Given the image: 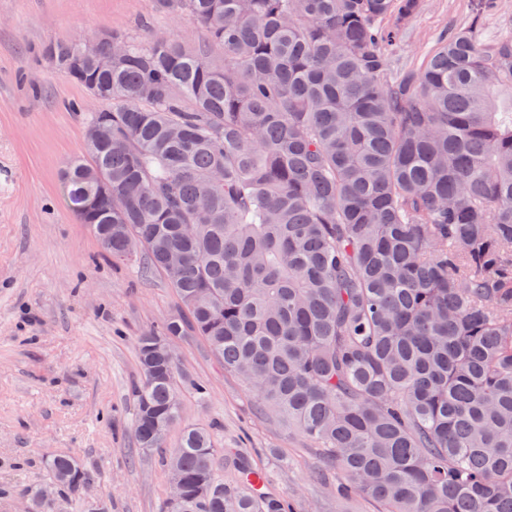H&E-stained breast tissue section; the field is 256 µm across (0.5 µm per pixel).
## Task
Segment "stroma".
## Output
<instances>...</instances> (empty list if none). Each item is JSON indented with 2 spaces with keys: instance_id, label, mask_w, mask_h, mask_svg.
<instances>
[{
  "instance_id": "stroma-1",
  "label": "stroma",
  "mask_w": 512,
  "mask_h": 512,
  "mask_svg": "<svg viewBox=\"0 0 512 512\" xmlns=\"http://www.w3.org/2000/svg\"><path fill=\"white\" fill-rule=\"evenodd\" d=\"M474 2L425 0L392 70L465 25ZM173 30L193 46L204 39L187 20L153 15L152 0H0V512H23V490L48 483L44 461L55 454L77 457L87 473L57 512H160L169 492L162 454L188 426L211 429L227 484L245 461L294 512H379L362 497H338L337 472L319 450L260 413L244 383L190 336L175 348L180 418L161 451L137 447V339L177 314L178 302L162 275L112 260L69 209L60 174L84 153L96 104L42 48L87 33Z\"/></svg>"
}]
</instances>
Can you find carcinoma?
<instances>
[{
    "label": "carcinoma",
    "instance_id": "obj_1",
    "mask_svg": "<svg viewBox=\"0 0 512 512\" xmlns=\"http://www.w3.org/2000/svg\"><path fill=\"white\" fill-rule=\"evenodd\" d=\"M417 67L391 48L422 0H152L191 20L148 41L84 38L52 68L99 103L106 137L61 174L103 250L145 244L180 313L138 337L134 436L179 419L168 340L197 336L259 409L297 429L383 512H512V22L494 0ZM209 430L183 429L176 512H291L239 466L224 484ZM57 487L85 471L46 460ZM496 12L483 17L479 27V37L483 42H492L503 34V19H512V0H496Z\"/></svg>",
    "mask_w": 512,
    "mask_h": 512
}]
</instances>
